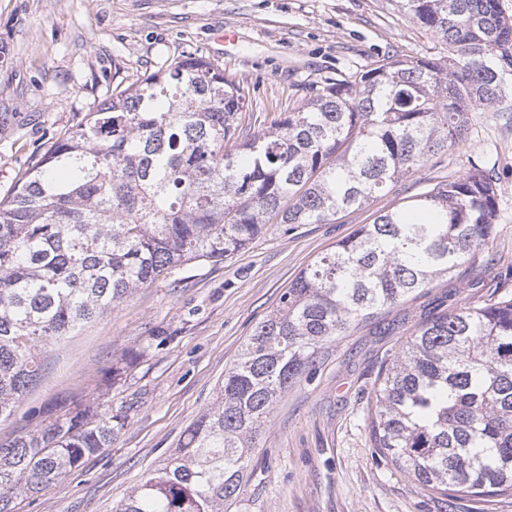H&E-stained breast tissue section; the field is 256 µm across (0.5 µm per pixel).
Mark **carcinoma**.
<instances>
[{"label":"carcinoma","instance_id":"obj_1","mask_svg":"<svg viewBox=\"0 0 512 512\" xmlns=\"http://www.w3.org/2000/svg\"><path fill=\"white\" fill-rule=\"evenodd\" d=\"M446 45L326 81L269 129L245 123L224 69L184 57L117 85L0 200V418L43 351L193 262H222L267 224H327L458 147L469 112L512 86L500 0H400ZM491 179L469 171L363 225L304 268L224 373L216 402L115 512H224L260 429L323 345L478 258ZM137 409H77L0 444V512L112 444ZM374 453L450 500L512 496V293L427 316L379 368Z\"/></svg>","mask_w":512,"mask_h":512}]
</instances>
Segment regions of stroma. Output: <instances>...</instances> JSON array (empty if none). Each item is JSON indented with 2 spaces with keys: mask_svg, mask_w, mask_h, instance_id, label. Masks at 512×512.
Here are the masks:
<instances>
[{
  "mask_svg": "<svg viewBox=\"0 0 512 512\" xmlns=\"http://www.w3.org/2000/svg\"><path fill=\"white\" fill-rule=\"evenodd\" d=\"M227 26L235 40L218 41ZM447 52L397 0H0V200L113 85L177 57L224 67L246 89L247 114L269 122L307 99L312 83L393 54ZM476 168L497 195L489 245L497 265L480 274L460 267L378 324L325 344L313 373L275 405L229 512H512V497L451 502L424 491L373 456L365 427L381 362L418 323L439 306L512 291V120L482 108L471 112L464 143L369 207L328 224L265 225L232 258L187 265L48 347L39 380L0 419V444L77 407L133 400L138 408L110 447L47 491L18 496L16 512H112L213 404L225 368L302 269L377 211ZM133 347L137 365L113 377V362Z\"/></svg>",
  "mask_w": 512,
  "mask_h": 512,
  "instance_id": "stroma-1",
  "label": "stroma"
}]
</instances>
